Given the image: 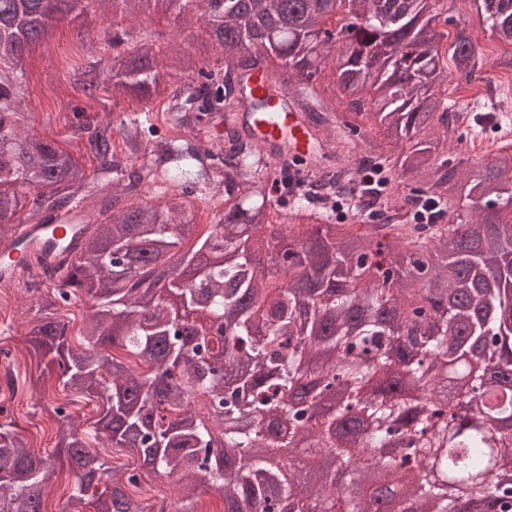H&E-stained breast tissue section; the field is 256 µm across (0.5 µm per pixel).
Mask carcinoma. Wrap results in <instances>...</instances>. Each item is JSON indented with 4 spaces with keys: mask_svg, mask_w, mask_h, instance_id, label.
<instances>
[{
    "mask_svg": "<svg viewBox=\"0 0 512 512\" xmlns=\"http://www.w3.org/2000/svg\"><path fill=\"white\" fill-rule=\"evenodd\" d=\"M123 21L153 11L160 0H122ZM206 69L168 49L169 67L189 78L165 102L164 122L181 132L187 117L177 101H193L198 112L233 108L257 70L269 71V54L297 78L278 80L282 99L303 112L321 134L337 165L310 175L311 188L287 199L278 194L280 169L245 130L224 128V142L206 149L159 141L156 159L137 168L116 155L111 124L87 123V147L103 169L116 174L104 211L106 221L60 247L71 251L50 266L54 280L28 283L38 293V318L26 334L30 362L53 367L64 392L97 402L98 446L79 434L67 407L33 373L27 391L56 422L55 447L72 462L73 494L67 512H145L127 493L144 476H167L177 498L171 512H197L208 489L237 506L235 512H284L288 502L312 512L321 498L333 512H366L377 490L360 485L355 494L332 486L315 491L294 476L283 479L259 457L248 456L255 441L291 448L297 438L339 459L352 452L333 434L334 418L308 413V377L340 381L350 406L363 413L365 443L381 448L398 435L406 456L423 469L403 483L406 497L425 500L428 512H451L472 492L495 504L512 487L476 482L492 455L512 458V305L494 318L487 301L512 289V222L486 216L488 202L512 210V153H500L484 172L465 168L463 150L435 155L417 140L441 125L443 135L463 143L485 121L475 106L458 132L455 104L440 86L453 62L458 84L481 79L484 57L467 27L438 28L440 0H236L224 10L212 0ZM496 39L512 44V0H471ZM341 14V25L327 21ZM49 37L37 0H0V240L26 219L52 223L44 212L71 201L67 190L84 186L86 169L71 154L38 136L30 111L25 69L29 47ZM160 50L141 41L109 73L112 100L132 110L119 131L127 157L146 153L155 129L153 103L161 82ZM336 56V82L349 111L364 113L383 131L386 145L358 149L360 131L331 111L313 80ZM97 67L83 73L79 87L96 98ZM371 164L381 171L375 193L387 211L432 203L426 224L362 223L360 174ZM416 185L402 195L400 173ZM181 181L180 192L169 183ZM154 199L133 206L141 187ZM35 192L30 197L28 193ZM222 207L194 248L181 251L196 223L195 203L210 194ZM467 200L471 215H450L451 202ZM308 222L303 233L292 220ZM280 229L271 243L265 230ZM275 248L271 267L260 255ZM313 269L301 288H283L280 275L298 266ZM193 269L194 280H182ZM201 311L196 326L176 310L159 311L157 285ZM93 300L80 329L81 347L68 344L69 322L60 310L77 298ZM436 302L440 319L420 329L425 301ZM480 364L467 384L470 412L450 411L456 386L434 388L432 373L458 360ZM430 393L429 414H405L393 367ZM103 448H117L142 462L140 470L109 469ZM51 478L46 458L30 449L12 420L0 423V512H43Z\"/></svg>",
    "mask_w": 512,
    "mask_h": 512,
    "instance_id": "1",
    "label": "carcinoma"
}]
</instances>
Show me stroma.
I'll return each instance as SVG.
<instances>
[{
	"label": "stroma",
	"mask_w": 512,
	"mask_h": 512,
	"mask_svg": "<svg viewBox=\"0 0 512 512\" xmlns=\"http://www.w3.org/2000/svg\"><path fill=\"white\" fill-rule=\"evenodd\" d=\"M444 15L448 19V31L466 25L482 47L485 66L479 87L501 83L512 76V70L499 65L500 59L512 56V45L492 37L469 0H446ZM111 25V20L94 13L76 20L64 19L57 23L52 41L33 51L25 60L37 134L71 153L91 174L97 170L98 163L83 145L84 133L75 131L72 126L74 112L81 108L91 122H109L116 126L124 109L113 104L111 93L104 87L100 88L97 100H87L76 85L74 74L91 64L100 72H109L112 53L105 50L104 45ZM35 316L34 300L23 289L0 291V346L22 349L29 322ZM4 404L31 448L48 457L54 470L48 509L59 512L69 493L71 478L65 458L54 454L55 422L42 415L31 397L8 398Z\"/></svg>",
	"instance_id": "35a3bbf8"
}]
</instances>
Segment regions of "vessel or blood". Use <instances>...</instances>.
Here are the masks:
<instances>
[{"instance_id":"1","label":"vessel or blood","mask_w":512,"mask_h":512,"mask_svg":"<svg viewBox=\"0 0 512 512\" xmlns=\"http://www.w3.org/2000/svg\"><path fill=\"white\" fill-rule=\"evenodd\" d=\"M249 87L250 94L240 96L235 109L229 113V122H248L254 139L275 157L287 154L310 163L327 153V146L317 138L303 114L281 100L274 76L257 72ZM260 97L267 98L268 111H253L252 102ZM84 218L83 211L76 208L61 216L50 231L40 224L20 225L14 238L0 247L10 258L9 264H0V281L19 280L27 274L29 266L39 260L50 263L64 260V253L57 251L53 242L79 232V223Z\"/></svg>"}]
</instances>
